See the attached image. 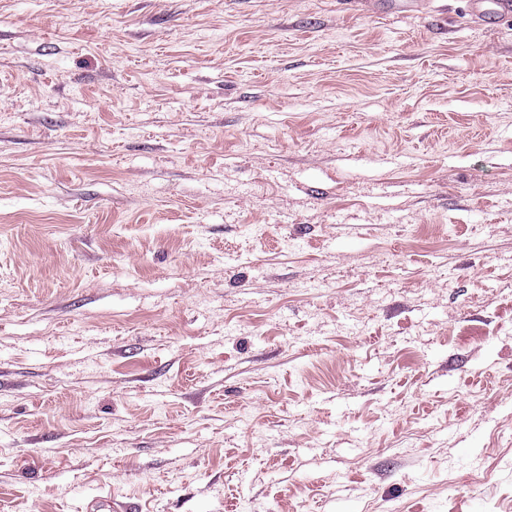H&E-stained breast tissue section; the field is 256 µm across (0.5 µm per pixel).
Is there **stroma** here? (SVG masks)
I'll list each match as a JSON object with an SVG mask.
<instances>
[{
  "label": "stroma",
  "mask_w": 512,
  "mask_h": 512,
  "mask_svg": "<svg viewBox=\"0 0 512 512\" xmlns=\"http://www.w3.org/2000/svg\"><path fill=\"white\" fill-rule=\"evenodd\" d=\"M0 0V512H512V21Z\"/></svg>",
  "instance_id": "35a3bbf8"
}]
</instances>
